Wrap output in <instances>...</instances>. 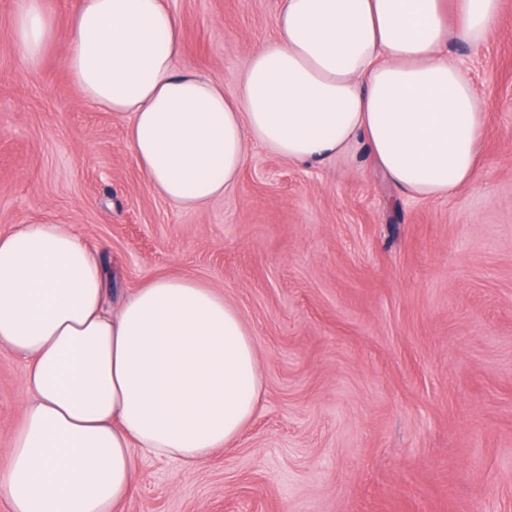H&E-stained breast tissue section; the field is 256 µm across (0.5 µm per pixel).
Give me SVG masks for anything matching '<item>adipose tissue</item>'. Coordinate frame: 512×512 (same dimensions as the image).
Returning <instances> with one entry per match:
<instances>
[{"mask_svg": "<svg viewBox=\"0 0 512 512\" xmlns=\"http://www.w3.org/2000/svg\"><path fill=\"white\" fill-rule=\"evenodd\" d=\"M499 0H280L237 94L179 72L181 21L166 0H78L59 32L20 0L14 45L38 69L64 39L84 103L126 121L150 191L190 210L223 197L255 142L320 163L365 145L405 194L470 183L484 102L448 57L490 37ZM108 274L65 224L0 236V348L28 362L29 399L0 467L8 512H116L135 454L186 467L234 441L263 391L256 343L206 283L163 276L105 305Z\"/></svg>", "mask_w": 512, "mask_h": 512, "instance_id": "1", "label": "adipose tissue"}]
</instances>
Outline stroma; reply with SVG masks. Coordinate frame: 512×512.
I'll list each match as a JSON object with an SVG mask.
<instances>
[{
  "label": "stroma",
  "instance_id": "35a3bbf8",
  "mask_svg": "<svg viewBox=\"0 0 512 512\" xmlns=\"http://www.w3.org/2000/svg\"><path fill=\"white\" fill-rule=\"evenodd\" d=\"M176 65L233 94L278 0H167ZM0 0V234L66 224L113 274L107 302L158 275L223 292L256 346L258 411L199 466L134 458L120 512H512V0L481 49L449 53L485 102L478 176L403 194L368 150L304 166L249 144L223 198L151 192L125 122L84 104L56 42L38 71ZM26 362L0 350V461Z\"/></svg>",
  "mask_w": 512,
  "mask_h": 512
}]
</instances>
